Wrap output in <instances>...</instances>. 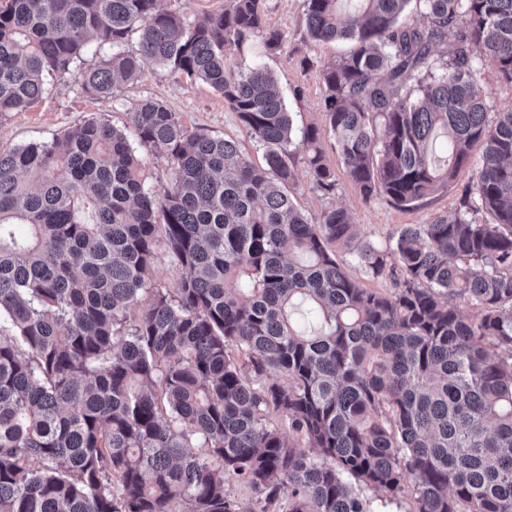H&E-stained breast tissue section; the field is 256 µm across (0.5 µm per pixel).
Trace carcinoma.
Listing matches in <instances>:
<instances>
[{"mask_svg":"<svg viewBox=\"0 0 512 512\" xmlns=\"http://www.w3.org/2000/svg\"><path fill=\"white\" fill-rule=\"evenodd\" d=\"M413 1L422 21H401ZM358 2L304 0L309 41L350 43L318 69L346 176L402 209L468 178L456 211L386 248L345 208L312 222L290 194L297 134L313 187L333 196L337 179L273 73L224 58L283 48L264 0L191 22L159 0L0 4L1 120L95 40L115 51L83 72L86 91L108 99L148 66L184 73L264 157L159 99L123 130L90 120L0 151V512H374L352 481L408 493L414 512H512V109L491 111L485 79L512 84V0ZM128 129L174 169L163 195ZM160 242L172 288L150 279ZM338 246L392 288L360 287ZM232 478L255 507L231 499Z\"/></svg>","mask_w":512,"mask_h":512,"instance_id":"obj_1","label":"carcinoma"}]
</instances>
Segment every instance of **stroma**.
Segmentation results:
<instances>
[{
  "label": "stroma",
  "mask_w": 512,
  "mask_h": 512,
  "mask_svg": "<svg viewBox=\"0 0 512 512\" xmlns=\"http://www.w3.org/2000/svg\"><path fill=\"white\" fill-rule=\"evenodd\" d=\"M264 8L268 26L280 30L285 36L284 49L269 55L258 47L241 53L229 46L224 53L231 63L242 68L257 62L266 65L277 77L295 125L311 124L323 130L324 89L317 77V69L341 53L345 44L341 41L319 44L304 40L303 0H265ZM150 98L164 101L188 128H201L216 136L240 139L246 156L254 163H262V149L246 139L236 113L225 104L219 93L203 83L190 82L183 75L156 66L146 67L137 80L118 88L109 99L98 98L84 89L81 70L74 71L66 81L52 82L48 94L41 101L0 121V150L52 141L56 136L75 131L91 119L107 121L117 128L124 127L128 111L139 101ZM321 145L336 171V195L332 198L324 196L302 174L292 191L295 202L312 221L317 220L329 206L347 209L353 223L358 226L361 238L379 245L388 242L407 225L429 224L451 213L462 191L461 186H454L411 210L395 207L380 197L367 201L346 178L334 140L324 130Z\"/></svg>",
  "instance_id": "stroma-1"
}]
</instances>
